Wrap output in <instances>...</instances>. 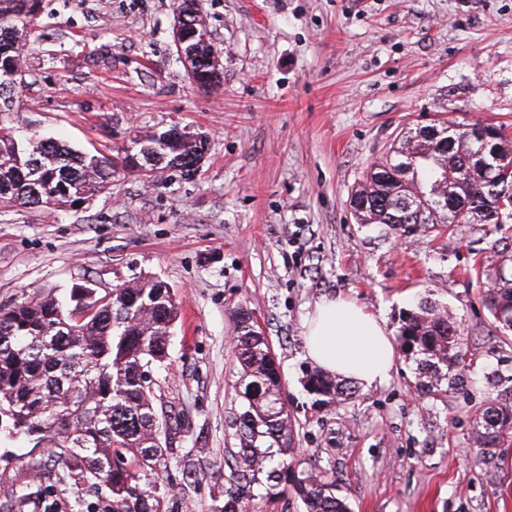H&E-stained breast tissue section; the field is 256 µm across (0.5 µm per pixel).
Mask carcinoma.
<instances>
[{"label": "carcinoma", "instance_id": "1", "mask_svg": "<svg viewBox=\"0 0 512 512\" xmlns=\"http://www.w3.org/2000/svg\"><path fill=\"white\" fill-rule=\"evenodd\" d=\"M201 0H179L192 27L187 44L192 64L217 75L216 50L200 7ZM41 0H0V208L44 209L89 203L112 187L116 164L102 153L78 152L46 137L20 120L19 91L24 55L35 37ZM475 122L448 118L432 125L403 128L391 150L372 165L351 191L361 224H500L485 200L501 198V214L512 217V171L483 149ZM484 132L512 164V138L502 126ZM139 155L152 171L160 165L189 176L206 153V142L171 128L145 134L121 153ZM483 301L512 345V278L495 277ZM178 307L169 287L141 278L103 295L82 285L64 299L35 296L0 308V439L46 443L58 469L50 484L32 490L19 480L12 512L43 503L44 512H169L172 490L164 482L167 449L162 444L165 403L147 374L166 366ZM232 362L237 370L239 410L232 426L237 450L229 468L242 488L263 484L267 495L293 491L307 512H351L336 495V477L315 475L293 462L292 422L280 402L279 364L262 329L245 309L235 315ZM457 320L425 300L400 319V349L416 356L420 393L431 395L448 381L463 384L466 352ZM306 391L317 404L358 396L352 382L319 369L305 373ZM512 414V405L492 404L475 414L471 439L478 458L491 453ZM95 501L85 503L83 491Z\"/></svg>", "mask_w": 512, "mask_h": 512}]
</instances>
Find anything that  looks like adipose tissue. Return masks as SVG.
Wrapping results in <instances>:
<instances>
[{"instance_id":"obj_1","label":"adipose tissue","mask_w":512,"mask_h":512,"mask_svg":"<svg viewBox=\"0 0 512 512\" xmlns=\"http://www.w3.org/2000/svg\"><path fill=\"white\" fill-rule=\"evenodd\" d=\"M303 327L306 354L324 371L367 386L388 379L395 347L382 316L350 300L324 299Z\"/></svg>"}]
</instances>
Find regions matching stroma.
Wrapping results in <instances>:
<instances>
[{"label": "stroma", "instance_id": "35a3bbf8", "mask_svg": "<svg viewBox=\"0 0 512 512\" xmlns=\"http://www.w3.org/2000/svg\"><path fill=\"white\" fill-rule=\"evenodd\" d=\"M223 63L219 86L188 78L176 0H42L21 115L72 149L116 154L173 127L206 140L189 178L120 168L82 208L0 210V306L169 285L178 319L157 389L178 415L166 476L178 512H214L236 482L233 313L252 312L280 365L302 469L336 477L352 512H512V434L477 460L469 415L512 404V346L482 302L512 274V223H357L367 167L406 124L465 118L512 134V0H202ZM354 300L397 332L426 297L461 327L464 391L431 399L397 353L389 379L315 407L303 321ZM0 460V512L30 458ZM191 477H183V467Z\"/></svg>", "mask_w": 512, "mask_h": 512}]
</instances>
